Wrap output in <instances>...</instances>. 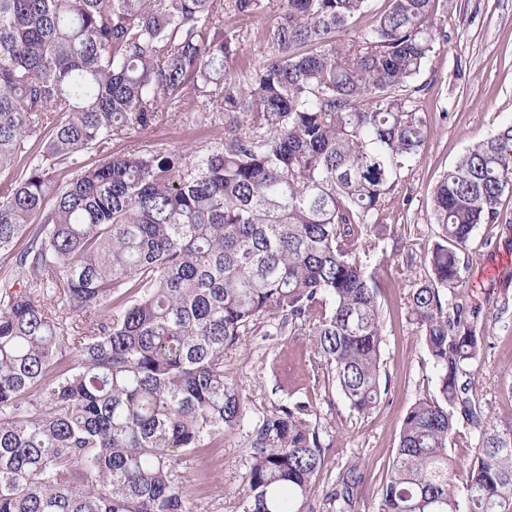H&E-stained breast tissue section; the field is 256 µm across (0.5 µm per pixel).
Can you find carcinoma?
<instances>
[{
	"mask_svg": "<svg viewBox=\"0 0 512 512\" xmlns=\"http://www.w3.org/2000/svg\"><path fill=\"white\" fill-rule=\"evenodd\" d=\"M439 0H0V512H194L182 460L244 433L240 512H314L324 451L301 401L251 415L224 353L260 320L307 324L318 366L367 414L381 381L376 272L356 258L425 119L414 82ZM371 24L341 37L360 17ZM256 37L253 71L228 67ZM192 101L224 114L199 155L89 150ZM512 188V119L433 190L431 280L410 295L437 395L406 412L378 512H512V422L488 423L470 366L480 309L465 251ZM478 435L462 482L449 445ZM362 476L336 475L331 512Z\"/></svg>",
	"mask_w": 512,
	"mask_h": 512,
	"instance_id": "carcinoma-1",
	"label": "carcinoma"
}]
</instances>
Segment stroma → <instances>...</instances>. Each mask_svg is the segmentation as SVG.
I'll return each mask as SVG.
<instances>
[{
	"instance_id": "stroma-1",
	"label": "stroma",
	"mask_w": 512,
	"mask_h": 512,
	"mask_svg": "<svg viewBox=\"0 0 512 512\" xmlns=\"http://www.w3.org/2000/svg\"><path fill=\"white\" fill-rule=\"evenodd\" d=\"M447 41L437 45L418 76L415 95L427 135L419 163L405 173L381 235L362 240L358 257L377 268L383 320L381 376L386 398L369 414L351 410L326 371L314 365L307 326H252L224 355L227 382L238 386L259 413L306 402L325 462L312 496L316 512L340 468L356 463L364 476L355 512H376L386 467L395 454L403 418L416 401L437 393L433 363L416 325L406 320L410 293L430 278L428 255L437 227L430 222L433 189L465 150L486 141L512 117V0H448ZM224 117L191 108L159 113L143 129L84 154L93 165L105 155L150 150L190 155L201 151ZM512 190L504 193L497 224L480 226L465 253L463 296L480 309L482 351L473 364L474 388L491 423L512 420ZM242 434H225L220 448H201L181 466L183 489L197 512H238L247 485Z\"/></svg>"
}]
</instances>
